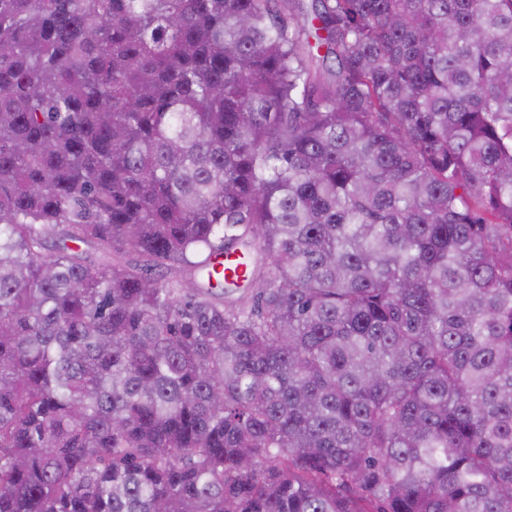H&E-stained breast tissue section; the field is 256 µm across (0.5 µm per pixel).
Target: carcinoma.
<instances>
[{"label":"carcinoma","mask_w":512,"mask_h":512,"mask_svg":"<svg viewBox=\"0 0 512 512\" xmlns=\"http://www.w3.org/2000/svg\"><path fill=\"white\" fill-rule=\"evenodd\" d=\"M0 512H512V0H0Z\"/></svg>","instance_id":"obj_1"}]
</instances>
